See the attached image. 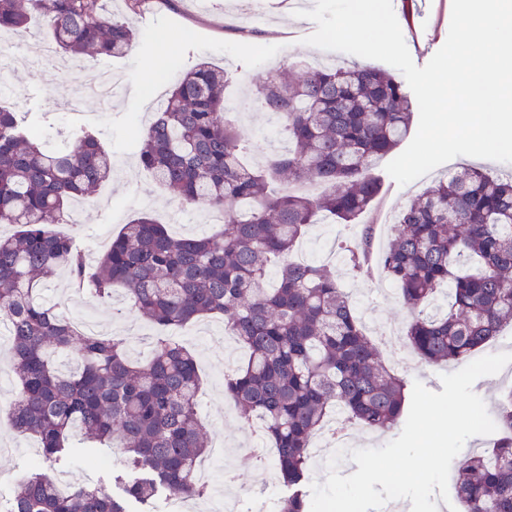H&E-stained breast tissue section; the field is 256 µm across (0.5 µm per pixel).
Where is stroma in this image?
Instances as JSON below:
<instances>
[{
  "label": "stroma",
  "instance_id": "35a3bbf8",
  "mask_svg": "<svg viewBox=\"0 0 512 512\" xmlns=\"http://www.w3.org/2000/svg\"><path fill=\"white\" fill-rule=\"evenodd\" d=\"M295 2L209 0L208 10L202 11L194 7L192 0H180L174 8L155 0L150 10L130 17L123 0H109V11L120 18L130 17L142 34L131 53L114 59L61 55L55 64L41 68L31 67L25 54L28 45L42 37L41 28L35 25L15 36L18 51L11 66L0 73V87L7 92L8 102L35 120L51 137L60 130L94 129L112 157V176L106 183L108 200L92 199L82 223L70 225L68 236L88 247L99 232L115 235L137 214H149L162 223L169 212L177 209V202L158 188L135 153L136 119L147 112L150 104L143 94L145 86L165 93L182 73L206 58L234 73L227 96L239 101L252 97L277 70L301 60L328 56L354 63V55L329 53L306 45L305 39L314 33L315 27L303 25L294 17ZM393 10L410 18L419 43L429 46L431 52L445 43L450 13L414 14L404 0H394ZM159 56L164 57L165 67L149 74L150 63ZM108 67L119 75L120 83L110 109L103 110L96 101L84 98L83 92L96 82L99 71ZM236 123L243 139L260 143L264 153L271 155L279 149L280 136L259 105H251L243 116L237 117ZM375 173L382 180V191L377 208L367 220L383 226L432 181L426 175L401 187L387 174L384 165H377ZM340 283L358 309H378L384 322L405 328L409 314L399 302L395 287L346 274L341 275ZM41 296L66 315L83 310L99 323L102 332L124 337L131 355L141 360L149 356L153 340L162 333L158 326L142 320L137 321L135 329H128L122 319L114 316L113 301L122 298V291H115L110 300L94 298L75 288L64 273L42 288ZM223 330V320L212 318L204 320L201 329L189 330L182 336L184 345L199 358L203 380L199 417L210 444L224 446L223 456L207 457L213 472L207 492L217 495L224 486L225 469H234L238 472L237 484L244 492L241 512H276V503L284 493L275 479L276 470L267 464L258 465L251 458L250 431L224 394V372L241 360L242 352L237 344L223 343ZM37 453L38 444L33 436L15 432L8 418L0 417V512H6L18 479L32 465ZM103 455L107 465L92 466L85 463L82 450H75L54 464L51 473L65 484L80 481L118 492L116 478L126 472L123 456L116 448L104 450Z\"/></svg>",
  "mask_w": 512,
  "mask_h": 512
}]
</instances>
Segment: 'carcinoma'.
Masks as SVG:
<instances>
[{"mask_svg": "<svg viewBox=\"0 0 512 512\" xmlns=\"http://www.w3.org/2000/svg\"><path fill=\"white\" fill-rule=\"evenodd\" d=\"M106 0H0V31L24 32L38 18L56 51L121 58L135 46L129 22ZM232 73L203 62L169 91L138 135V158L183 206L227 212L221 231L173 235L141 214L123 225L91 266L67 222L112 171L90 129L52 148L33 122L0 106V318L8 322L16 393L11 427L35 435L40 462L17 484L9 512H130L166 490L199 497L208 453L197 413L199 361L169 336L131 358L121 336L80 333L40 297L63 271L81 290L110 298L161 328L215 316L245 352L224 374V392L245 423L261 421L286 488L279 512H309L310 442L333 414L369 432L398 425L407 382L381 359L336 270L292 259L319 218L353 228L343 264L381 275L410 312L408 347L433 365L462 364L512 327V174L480 168L438 177L397 216L395 236L373 251L374 225L360 219L381 188L372 173L410 133L413 105L387 71L361 64L277 73L257 102L277 116L288 153L249 166L224 96ZM73 366L62 368L61 355ZM504 437L454 466L465 512H512V389L498 405ZM78 432L125 455L121 493L75 483L63 491L48 472Z\"/></svg>", "mask_w": 512, "mask_h": 512, "instance_id": "1", "label": "carcinoma"}]
</instances>
